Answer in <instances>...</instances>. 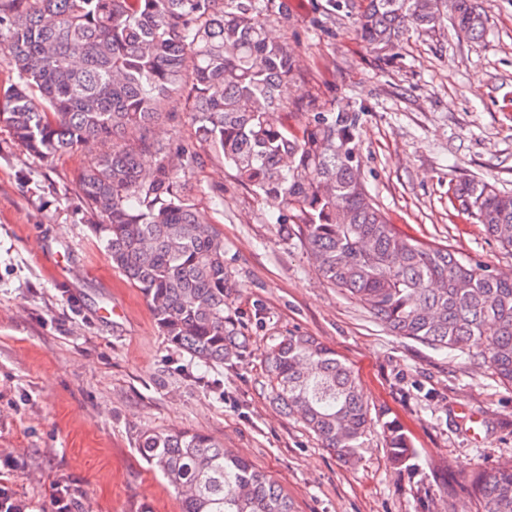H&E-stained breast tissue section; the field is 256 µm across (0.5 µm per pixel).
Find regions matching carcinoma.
Returning a JSON list of instances; mask_svg holds the SVG:
<instances>
[{
    "label": "carcinoma",
    "mask_w": 512,
    "mask_h": 512,
    "mask_svg": "<svg viewBox=\"0 0 512 512\" xmlns=\"http://www.w3.org/2000/svg\"><path fill=\"white\" fill-rule=\"evenodd\" d=\"M354 16L356 36L390 52L443 19L483 38L478 0H329ZM259 0H0V53L16 80L0 88V122L49 163L89 142L104 150L79 174L84 222L112 266L140 289L162 334L204 366L234 364L250 341L232 309L236 283L224 235L197 212L189 178L197 152L151 140L178 96L196 144L277 213L317 273L396 336L434 349L477 352L512 385V274L401 233L367 191L356 142L359 111L311 100L281 118L282 82L298 55L274 36ZM144 153L156 156L142 167ZM462 211L512 251V193L458 181ZM270 401L346 465L375 426L390 462L416 451L400 426L375 420L336 351L290 334L264 356ZM139 451L177 489L181 512H293L281 487L211 436L147 430ZM477 512H512V461L468 474Z\"/></svg>",
    "instance_id": "1"
}]
</instances>
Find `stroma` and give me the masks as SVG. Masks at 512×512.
Masks as SVG:
<instances>
[{"instance_id":"1","label":"stroma","mask_w":512,"mask_h":512,"mask_svg":"<svg viewBox=\"0 0 512 512\" xmlns=\"http://www.w3.org/2000/svg\"><path fill=\"white\" fill-rule=\"evenodd\" d=\"M280 3L263 17L302 61L284 101L360 110L364 179L390 222L512 273V252L452 195L472 177L512 192V0H480V41L459 39L446 20L385 55L363 46L352 16L327 0ZM171 110L153 138L191 147L183 104ZM98 152L90 143L47 164L0 124V486L27 512H55L56 490L73 512H180L176 490L139 452L148 429L223 441L275 480L294 512H476L468 473L512 460V387L481 356L389 332L280 237L262 197L204 158L190 173L196 203L224 234L251 353L232 366L193 361L82 221L77 176ZM114 305L122 315L107 316ZM294 333L346 361L371 415L411 439L417 474L392 467L381 431L348 466L270 405L263 354ZM464 407L478 413V430Z\"/></svg>"}]
</instances>
